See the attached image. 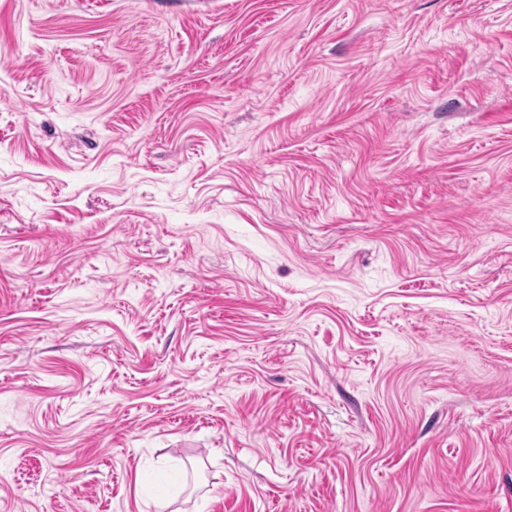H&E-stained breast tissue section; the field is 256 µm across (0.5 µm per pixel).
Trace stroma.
<instances>
[{"mask_svg": "<svg viewBox=\"0 0 512 512\" xmlns=\"http://www.w3.org/2000/svg\"><path fill=\"white\" fill-rule=\"evenodd\" d=\"M0 512H512V0H0Z\"/></svg>", "mask_w": 512, "mask_h": 512, "instance_id": "35a3bbf8", "label": "stroma"}]
</instances>
